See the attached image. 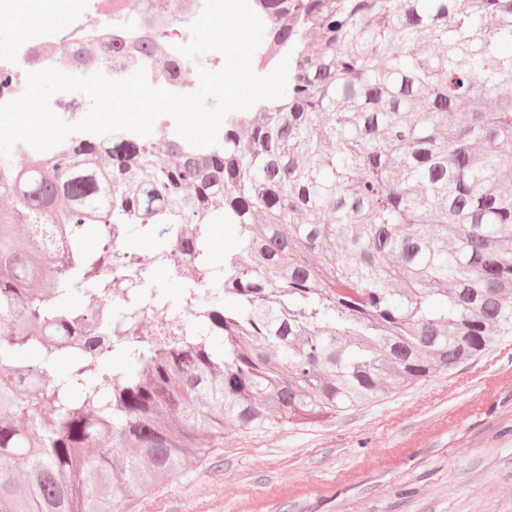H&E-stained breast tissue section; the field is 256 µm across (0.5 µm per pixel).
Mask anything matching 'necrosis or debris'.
<instances>
[{
	"instance_id": "1",
	"label": "necrosis or debris",
	"mask_w": 512,
	"mask_h": 512,
	"mask_svg": "<svg viewBox=\"0 0 512 512\" xmlns=\"http://www.w3.org/2000/svg\"><path fill=\"white\" fill-rule=\"evenodd\" d=\"M204 6L205 0H112L104 10L97 0H74L69 9L70 25L64 29L43 19L38 7L26 8L23 20L27 38L0 52V71L10 77L9 88L0 91V104L18 98L32 72L54 67L85 76L84 65L75 61L73 55L91 43L98 49L97 71L104 77L120 80L141 69L151 86L187 93L181 79L184 70L217 71L225 62L217 51L190 58L178 49L180 36L189 35ZM143 40L161 42L172 69L161 70L140 56L134 46ZM60 41L69 43L71 58L64 60L57 54L55 46Z\"/></svg>"
}]
</instances>
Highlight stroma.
<instances>
[{"mask_svg": "<svg viewBox=\"0 0 512 512\" xmlns=\"http://www.w3.org/2000/svg\"><path fill=\"white\" fill-rule=\"evenodd\" d=\"M142 258L155 238L132 233ZM169 304L181 288L152 264ZM121 512H512V335L455 369L337 417L225 430Z\"/></svg>", "mask_w": 512, "mask_h": 512, "instance_id": "obj_1", "label": "stroma"}]
</instances>
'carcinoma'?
Wrapping results in <instances>:
<instances>
[{
    "instance_id": "obj_1",
    "label": "carcinoma",
    "mask_w": 512,
    "mask_h": 512,
    "mask_svg": "<svg viewBox=\"0 0 512 512\" xmlns=\"http://www.w3.org/2000/svg\"><path fill=\"white\" fill-rule=\"evenodd\" d=\"M259 2L286 93L220 143L0 160V512H119L209 434L334 417L512 334V0ZM132 224L193 315L153 336ZM212 224L238 233L218 269Z\"/></svg>"
}]
</instances>
